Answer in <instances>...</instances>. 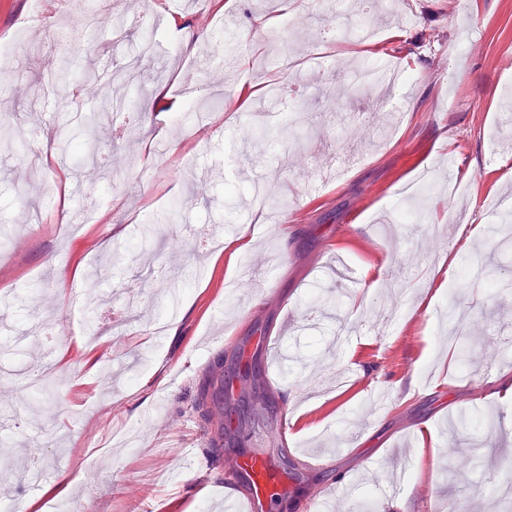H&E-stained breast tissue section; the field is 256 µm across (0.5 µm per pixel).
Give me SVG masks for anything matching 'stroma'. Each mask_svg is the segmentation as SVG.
Here are the masks:
<instances>
[{
	"instance_id": "obj_1",
	"label": "stroma",
	"mask_w": 512,
	"mask_h": 512,
	"mask_svg": "<svg viewBox=\"0 0 512 512\" xmlns=\"http://www.w3.org/2000/svg\"><path fill=\"white\" fill-rule=\"evenodd\" d=\"M139 2L176 20L159 21L146 54L139 35L116 50L111 30L87 28L100 6L121 14L117 0H0V43L20 45L26 88L0 110V233L13 240L0 248V317L33 331L21 350L0 335V469L11 475L0 497L14 512H223L227 462L260 447L288 476L271 512H303L358 458L374 471L355 498L397 512L382 483L425 428L440 453L427 477L406 470L398 500L410 512H505L512 406L492 392L512 372V242L488 228L512 216L500 208L512 198V0H309L292 11L278 0L262 33L256 0ZM201 7L205 29L193 20ZM325 19L378 36L326 49ZM218 29L236 64L213 84ZM35 54L82 72L77 104L48 95L25 63ZM386 62L405 82L396 106L375 109L384 88L355 75ZM127 66L169 94L167 163L144 147L153 95L126 97L133 117L118 138L115 113L102 109L91 72ZM193 75L208 116L223 118L206 142L179 93ZM276 83L295 87L305 120L275 100L236 99ZM92 114L101 129L89 165L111 183H85L57 152L19 162L16 126L54 145ZM233 183L286 205L233 201ZM177 200L179 219L164 223ZM283 219L294 227L286 239ZM146 224L157 251L135 248ZM216 232L222 247L197 251V237ZM242 235L252 249L229 255L225 243ZM476 253L495 265L477 272ZM440 266L459 281L433 296ZM452 307L468 316L464 361L447 345ZM286 321V376L245 380L242 352L262 360L256 337ZM93 330L100 339L86 343ZM45 347L55 364L42 370ZM219 368L228 388L211 407L232 429L216 444L197 404ZM376 385L393 397L382 412ZM464 410L467 430L449 433ZM284 415L295 428L287 441H255Z\"/></svg>"
}]
</instances>
